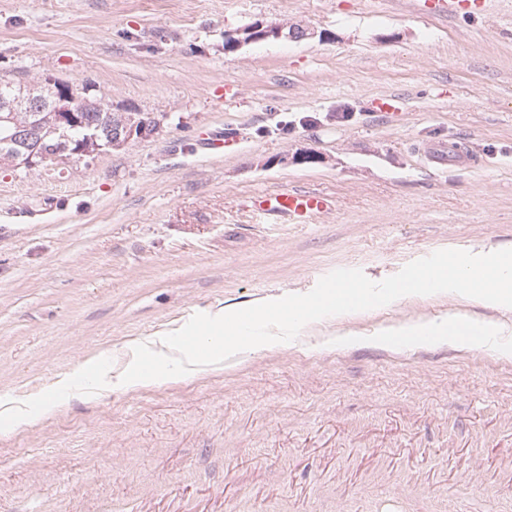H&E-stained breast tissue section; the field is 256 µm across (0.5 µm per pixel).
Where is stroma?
Returning <instances> with one entry per match:
<instances>
[{
  "instance_id": "35a3bbf8",
  "label": "stroma",
  "mask_w": 512,
  "mask_h": 512,
  "mask_svg": "<svg viewBox=\"0 0 512 512\" xmlns=\"http://www.w3.org/2000/svg\"><path fill=\"white\" fill-rule=\"evenodd\" d=\"M256 21L317 36L225 51ZM47 78L158 131L62 170L0 167V512H512V307L402 297L191 378L119 382L133 345L194 314L512 248V11L0 0V80ZM379 95L397 112L371 111ZM229 127L236 152L199 151ZM448 140L478 166L411 151ZM288 188L332 208L309 224L250 209ZM435 319L499 328L407 331Z\"/></svg>"
}]
</instances>
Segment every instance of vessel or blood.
<instances>
[{
  "label": "vessel or blood",
  "instance_id": "b4317fda",
  "mask_svg": "<svg viewBox=\"0 0 512 512\" xmlns=\"http://www.w3.org/2000/svg\"><path fill=\"white\" fill-rule=\"evenodd\" d=\"M505 0H419L420 11L445 16L458 12L472 13L482 17L491 14ZM425 160L433 167H463L471 158L456 143L426 144L420 149ZM252 207L267 218H284L295 224L310 223L314 217L330 210V199L321 193L299 189H288L272 193L256 194Z\"/></svg>",
  "mask_w": 512,
  "mask_h": 512
}]
</instances>
